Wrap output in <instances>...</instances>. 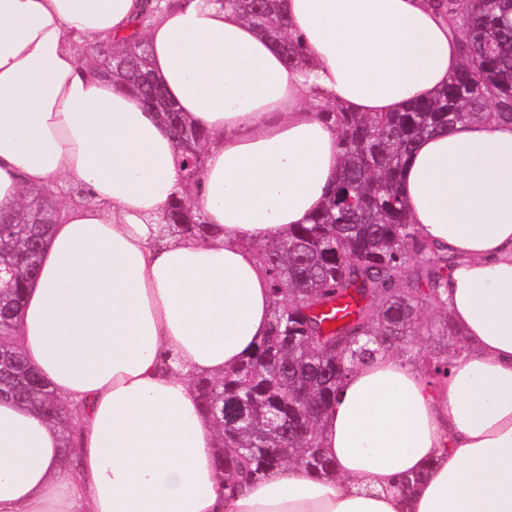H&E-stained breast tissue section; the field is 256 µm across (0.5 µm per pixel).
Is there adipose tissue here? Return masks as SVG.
<instances>
[{"instance_id":"obj_1","label":"adipose tissue","mask_w":512,"mask_h":512,"mask_svg":"<svg viewBox=\"0 0 512 512\" xmlns=\"http://www.w3.org/2000/svg\"><path fill=\"white\" fill-rule=\"evenodd\" d=\"M142 5L0 0V215L64 181L80 193L59 205L16 332L76 432L0 401V512H512V123H459L407 157L400 193L419 237L455 259L449 323L467 351L437 383L391 351L360 364L322 418L329 474L291 465L229 493L193 384L265 336L258 247L309 223L343 167L316 104L434 98L462 63L457 29L435 0H283L298 66L240 11L163 10L144 31L150 70L207 135L209 228L164 240L174 139L78 55L128 36Z\"/></svg>"}]
</instances>
